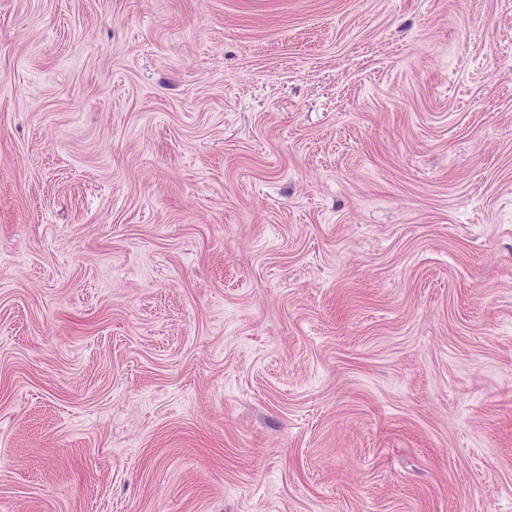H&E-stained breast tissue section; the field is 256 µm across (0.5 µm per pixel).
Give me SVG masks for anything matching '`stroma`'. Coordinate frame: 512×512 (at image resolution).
<instances>
[{
	"label": "stroma",
	"instance_id": "35a3bbf8",
	"mask_svg": "<svg viewBox=\"0 0 512 512\" xmlns=\"http://www.w3.org/2000/svg\"><path fill=\"white\" fill-rule=\"evenodd\" d=\"M0 512H512V0H0Z\"/></svg>",
	"mask_w": 512,
	"mask_h": 512
}]
</instances>
